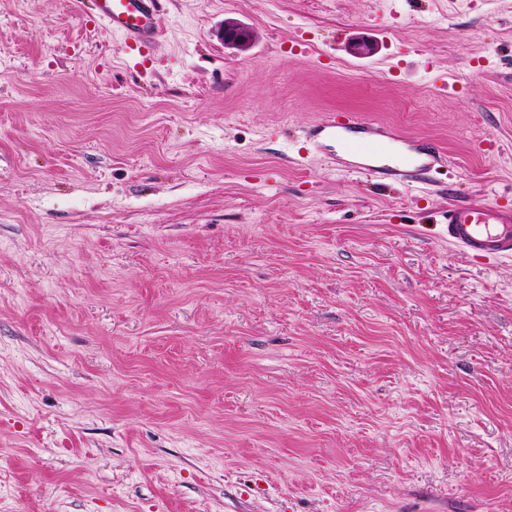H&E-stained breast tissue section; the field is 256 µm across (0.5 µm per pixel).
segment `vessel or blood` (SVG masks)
Segmentation results:
<instances>
[{
    "instance_id": "b4317fda",
    "label": "vessel or blood",
    "mask_w": 512,
    "mask_h": 512,
    "mask_svg": "<svg viewBox=\"0 0 512 512\" xmlns=\"http://www.w3.org/2000/svg\"><path fill=\"white\" fill-rule=\"evenodd\" d=\"M162 0H89L94 21L120 34L127 48L156 47L161 32L156 18ZM309 137L339 141L346 154L376 165V173L401 182L424 179L438 163V151L423 152L415 141L397 133H375L369 120L357 113L322 122ZM444 232L449 243L481 260L512 257V204L452 205Z\"/></svg>"
}]
</instances>
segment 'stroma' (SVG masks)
Returning <instances> with one entry per match:
<instances>
[{"mask_svg": "<svg viewBox=\"0 0 512 512\" xmlns=\"http://www.w3.org/2000/svg\"><path fill=\"white\" fill-rule=\"evenodd\" d=\"M74 2L0 0V512H512V259L440 237L512 198V0H163L146 58ZM350 112L447 164L298 155ZM222 35L226 47L239 51L248 50L254 41L253 32L235 18H225Z\"/></svg>", "mask_w": 512, "mask_h": 512, "instance_id": "obj_1", "label": "stroma"}]
</instances>
